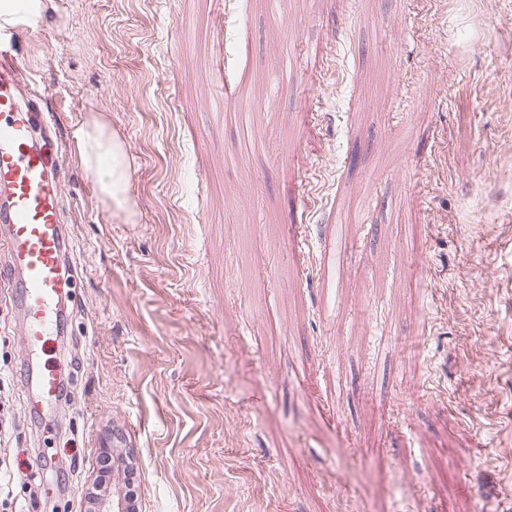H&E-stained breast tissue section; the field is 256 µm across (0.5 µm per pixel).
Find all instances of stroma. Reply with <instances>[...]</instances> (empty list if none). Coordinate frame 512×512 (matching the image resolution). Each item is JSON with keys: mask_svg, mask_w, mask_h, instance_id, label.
I'll use <instances>...</instances> for the list:
<instances>
[{"mask_svg": "<svg viewBox=\"0 0 512 512\" xmlns=\"http://www.w3.org/2000/svg\"><path fill=\"white\" fill-rule=\"evenodd\" d=\"M46 4L5 48L131 209L60 158L69 402L0 283L20 512H84L105 444L139 512H512V0ZM78 159L96 179L99 195L109 207L123 208L129 199L131 165L124 141L112 133L102 114L91 113L76 135Z\"/></svg>", "mask_w": 512, "mask_h": 512, "instance_id": "obj_1", "label": "stroma"}]
</instances>
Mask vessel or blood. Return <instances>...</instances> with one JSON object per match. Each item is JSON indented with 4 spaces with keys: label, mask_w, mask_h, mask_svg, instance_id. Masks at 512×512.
Instances as JSON below:
<instances>
[{
    "label": "vessel or blood",
    "mask_w": 512,
    "mask_h": 512,
    "mask_svg": "<svg viewBox=\"0 0 512 512\" xmlns=\"http://www.w3.org/2000/svg\"><path fill=\"white\" fill-rule=\"evenodd\" d=\"M37 100L19 60L0 52V223L7 227L10 263L20 273V333L30 353L31 398L48 404L61 385L51 359L38 353L58 321L66 243L54 153L66 145L34 140V132L48 124Z\"/></svg>",
    "instance_id": "obj_1"
}]
</instances>
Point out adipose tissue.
<instances>
[{
    "label": "adipose tissue",
    "instance_id": "obj_1",
    "mask_svg": "<svg viewBox=\"0 0 512 512\" xmlns=\"http://www.w3.org/2000/svg\"><path fill=\"white\" fill-rule=\"evenodd\" d=\"M78 159L96 179L105 205L124 207L129 199L131 165L124 141L104 115L90 114L76 135Z\"/></svg>",
    "mask_w": 512,
    "mask_h": 512
}]
</instances>
